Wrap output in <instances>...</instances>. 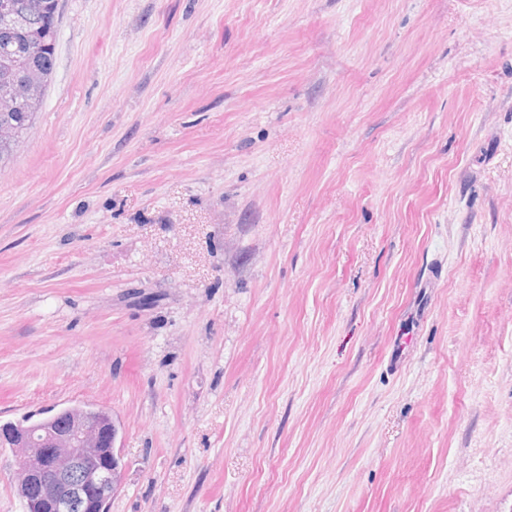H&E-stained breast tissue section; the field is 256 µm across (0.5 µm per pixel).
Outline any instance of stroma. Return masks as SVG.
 Segmentation results:
<instances>
[{
  "label": "stroma",
  "instance_id": "obj_1",
  "mask_svg": "<svg viewBox=\"0 0 512 512\" xmlns=\"http://www.w3.org/2000/svg\"><path fill=\"white\" fill-rule=\"evenodd\" d=\"M0 164V424L109 512H512V0H59ZM11 426L6 434L0 429V446L16 458V489L26 511L103 512L121 488L113 417L88 405L72 406Z\"/></svg>",
  "mask_w": 512,
  "mask_h": 512
}]
</instances>
